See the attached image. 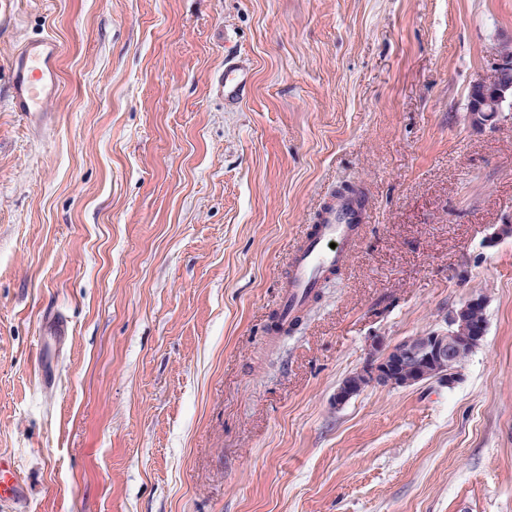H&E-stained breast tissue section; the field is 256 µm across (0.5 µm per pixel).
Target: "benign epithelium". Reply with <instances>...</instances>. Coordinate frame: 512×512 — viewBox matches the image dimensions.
<instances>
[{
	"label": "benign epithelium",
	"instance_id": "7a95c632",
	"mask_svg": "<svg viewBox=\"0 0 512 512\" xmlns=\"http://www.w3.org/2000/svg\"><path fill=\"white\" fill-rule=\"evenodd\" d=\"M511 74L509 56L499 63L493 81L477 79L472 83L470 99L479 101L476 118L480 124L494 121L501 111L508 97L505 79ZM481 304L482 298L472 297L448 313L445 326L408 336L393 345L374 341L363 364L336 388V405H343L368 387L406 389L425 383L454 385L461 377L458 352L465 346L479 344L484 338L483 331L468 326L467 321L469 310Z\"/></svg>",
	"mask_w": 512,
	"mask_h": 512
}]
</instances>
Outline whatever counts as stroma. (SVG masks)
Instances as JSON below:
<instances>
[{
	"label": "stroma",
	"instance_id": "stroma-1",
	"mask_svg": "<svg viewBox=\"0 0 512 512\" xmlns=\"http://www.w3.org/2000/svg\"><path fill=\"white\" fill-rule=\"evenodd\" d=\"M60 44L48 111L9 64ZM512 0H0V452L27 512H512ZM252 64L226 109V55ZM366 228L286 336L321 207ZM486 299L452 387L333 395ZM512 74V57H505L496 70V75L493 81L487 82L483 79L475 80L470 88V99L480 102L477 105L476 112L480 125H485L488 122H493L501 112L502 104L508 97L509 85H506L505 79L508 75ZM500 88L492 96L488 95L491 88Z\"/></svg>",
	"mask_w": 512,
	"mask_h": 512
}]
</instances>
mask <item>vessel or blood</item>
<instances>
[{
    "label": "vessel or blood",
    "mask_w": 512,
    "mask_h": 512,
    "mask_svg": "<svg viewBox=\"0 0 512 512\" xmlns=\"http://www.w3.org/2000/svg\"><path fill=\"white\" fill-rule=\"evenodd\" d=\"M58 45L46 37L28 42L11 62V107L17 112H41L59 86ZM250 82L248 66L236 57L227 58L218 82L224 104L235 107ZM365 207L354 196L332 199L321 209L316 233L294 251L287 289L281 299L278 331L294 323L324 278L344 266L364 220ZM28 499L25 476L14 461L0 454V500L23 512Z\"/></svg>",
    "instance_id": "1"
}]
</instances>
